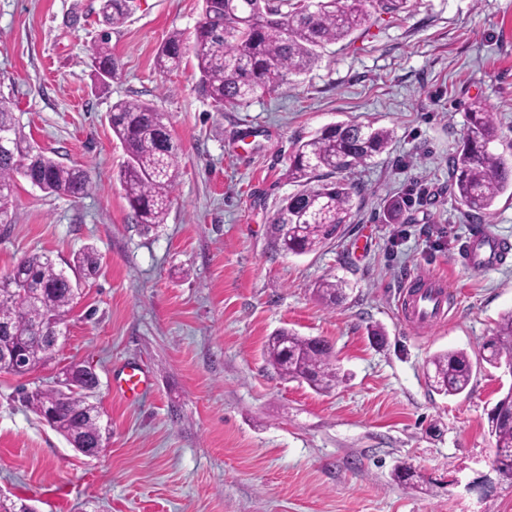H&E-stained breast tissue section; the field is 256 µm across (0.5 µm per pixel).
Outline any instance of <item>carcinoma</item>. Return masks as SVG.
<instances>
[{"label":"carcinoma","mask_w":512,"mask_h":512,"mask_svg":"<svg viewBox=\"0 0 512 512\" xmlns=\"http://www.w3.org/2000/svg\"><path fill=\"white\" fill-rule=\"evenodd\" d=\"M250 11L224 9L202 15L191 51L202 94L219 108L237 107L270 93L290 75L308 71L318 50L346 39L369 20L367 0H251ZM132 0H99L98 18L104 32L91 47V58L115 72L118 64L109 47L111 30L122 25ZM184 39L172 33L157 54L165 72L179 67ZM112 132L127 160L118 180L141 230L149 233L164 223L177 178V148L164 116L141 100H122L109 113ZM11 140L0 152V224L12 223L11 197L16 176L40 184L51 194L78 198L91 182L86 171L60 163L34 147L0 100V132ZM498 126L488 108L475 103L467 114L463 142L451 157V191L469 217L480 221L491 214L496 199L512 192V161L490 148ZM394 138L385 127L338 122L318 130L297 144L290 156L288 180L300 190L286 197L272 224L273 242L286 254L304 255L336 240L350 223L361 189L336 175L365 165L383 153ZM99 258L89 249L76 255L68 269L57 267L45 253H32L0 278V315L7 314L22 336L18 341L35 366L55 358L48 341L36 331L55 320L67 324L73 304V279L97 274ZM317 295L329 305L344 298L343 283L328 279L318 284ZM487 364L512 363V310L504 312L493 336L483 344ZM267 361L285 380L302 381L325 392L339 381L332 362V345L283 329L266 345ZM430 387L444 395H459L471 383L472 364L464 351L440 352L431 359ZM66 394L37 389L24 397L37 414L50 415L53 428L74 442L93 443L98 423L88 391L97 385L84 367L72 364L64 379ZM495 441L496 472L512 485V387L498 399L489 417Z\"/></svg>","instance_id":"obj_1"}]
</instances>
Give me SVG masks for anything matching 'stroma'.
I'll list each match as a JSON object with an SVG mask.
<instances>
[{"instance_id": "35a3bbf8", "label": "stroma", "mask_w": 512, "mask_h": 512, "mask_svg": "<svg viewBox=\"0 0 512 512\" xmlns=\"http://www.w3.org/2000/svg\"><path fill=\"white\" fill-rule=\"evenodd\" d=\"M99 0H0V97L31 143L88 170L81 197L17 178L0 224V276L43 252L57 266L93 247L55 359L0 371V494L36 512H512L492 468L488 417L512 374L480 361L512 309V252L498 269L465 264L477 228L512 242V197L481 223L448 191V160L474 101L495 114L496 152L512 155V0H404L326 46L306 73L235 109L197 88L193 56L162 73L172 32L192 41L202 0H135L112 32L119 70L99 84L90 47ZM140 99L164 115L178 152L166 221L141 233L117 180L126 154L113 103ZM392 128L394 140L347 172L362 188L343 235L307 255L276 252L271 224L296 190L286 175L298 139L336 122ZM403 202L388 222L390 201ZM451 285L439 324L401 314L412 275ZM346 281L329 307L314 292ZM327 339L344 376L319 393L268 365L270 336ZM381 330L382 339L372 337ZM475 367L459 396L427 382L439 351ZM94 369L93 400L109 438L87 456L41 420L22 392L60 386L72 364ZM145 368L131 402L112 389L121 365ZM410 467L413 487L393 476Z\"/></svg>"}]
</instances>
